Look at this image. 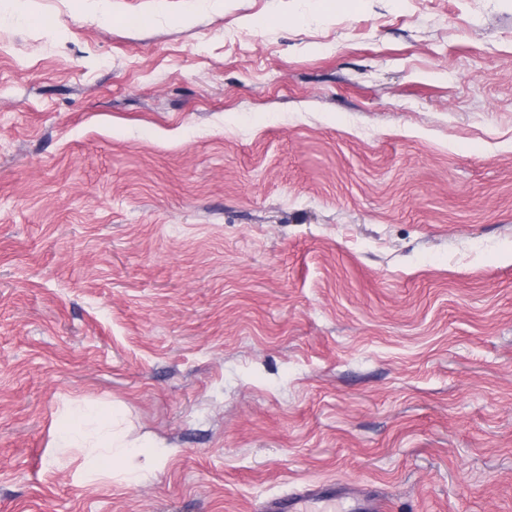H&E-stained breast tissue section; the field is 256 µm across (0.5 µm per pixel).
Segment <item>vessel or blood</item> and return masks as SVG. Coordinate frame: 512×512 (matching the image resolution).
Here are the masks:
<instances>
[{
  "instance_id": "vessel-or-blood-1",
  "label": "vessel or blood",
  "mask_w": 512,
  "mask_h": 512,
  "mask_svg": "<svg viewBox=\"0 0 512 512\" xmlns=\"http://www.w3.org/2000/svg\"><path fill=\"white\" fill-rule=\"evenodd\" d=\"M341 504L343 512H384L381 497L370 487L315 483L265 499L260 512H325Z\"/></svg>"
}]
</instances>
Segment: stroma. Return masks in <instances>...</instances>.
Here are the masks:
<instances>
[{"label":"stroma","mask_w":512,"mask_h":512,"mask_svg":"<svg viewBox=\"0 0 512 512\" xmlns=\"http://www.w3.org/2000/svg\"><path fill=\"white\" fill-rule=\"evenodd\" d=\"M314 482L512 512V0H0V512ZM117 426L114 410L93 405L67 408L57 419L51 448L80 449L90 459L91 474L106 466L121 473L128 484H138L145 471L158 468L172 452L149 441H126ZM138 457L144 458V464H132Z\"/></svg>","instance_id":"obj_1"}]
</instances>
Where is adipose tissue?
I'll list each match as a JSON object with an SVG mask.
<instances>
[{"label":"adipose tissue","instance_id":"ef3b65f1","mask_svg":"<svg viewBox=\"0 0 512 512\" xmlns=\"http://www.w3.org/2000/svg\"><path fill=\"white\" fill-rule=\"evenodd\" d=\"M53 447L85 452L92 470L109 467L130 484L139 483L146 471L158 468L168 450L149 441H127L118 428L114 411L93 405L63 411L56 422Z\"/></svg>","mask_w":512,"mask_h":512}]
</instances>
